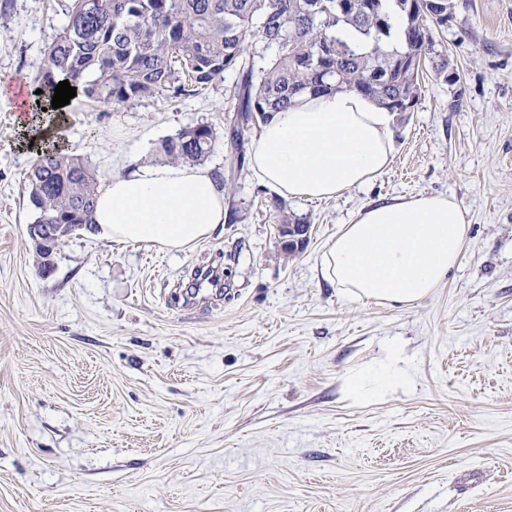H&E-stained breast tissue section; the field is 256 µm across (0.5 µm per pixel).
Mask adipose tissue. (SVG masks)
Masks as SVG:
<instances>
[{
  "instance_id": "1",
  "label": "adipose tissue",
  "mask_w": 512,
  "mask_h": 512,
  "mask_svg": "<svg viewBox=\"0 0 512 512\" xmlns=\"http://www.w3.org/2000/svg\"><path fill=\"white\" fill-rule=\"evenodd\" d=\"M395 115L354 91L298 97L263 125L251 153L254 177L277 195L325 200L363 186L391 165ZM92 220L114 242L195 247L224 221V188L208 168L148 165L115 174L99 190ZM469 226L456 199L417 194L363 207L329 242L320 279L352 301L406 305L427 297L458 261ZM397 344L349 393L369 399L409 388Z\"/></svg>"
}]
</instances>
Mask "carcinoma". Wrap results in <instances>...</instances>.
<instances>
[{
    "instance_id": "obj_1",
    "label": "carcinoma",
    "mask_w": 512,
    "mask_h": 512,
    "mask_svg": "<svg viewBox=\"0 0 512 512\" xmlns=\"http://www.w3.org/2000/svg\"><path fill=\"white\" fill-rule=\"evenodd\" d=\"M451 0H70L69 27L46 48L32 90L51 106L67 80L86 99L127 104L167 92L191 96L236 74L238 101L229 129L239 148L255 122L265 123L302 94L357 91L388 110L410 112L419 97L421 59L448 25ZM402 35L392 43L393 17ZM346 29L355 43L341 37ZM267 59L256 67L255 58ZM217 145L208 124L163 140L171 164L196 165ZM29 181L37 224L92 223L97 180L65 149L34 147Z\"/></svg>"
}]
</instances>
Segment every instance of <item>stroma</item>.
Returning a JSON list of instances; mask_svg holds the SVG:
<instances>
[{
	"label": "stroma",
	"instance_id": "1",
	"mask_svg": "<svg viewBox=\"0 0 512 512\" xmlns=\"http://www.w3.org/2000/svg\"><path fill=\"white\" fill-rule=\"evenodd\" d=\"M452 3L391 169L281 212L219 142L205 165L224 174V224L182 253L82 231L42 273L37 156L0 93V512H512V0ZM66 5L0 0V81L29 88ZM234 81L119 109L77 96L59 135L102 184L187 126L226 133ZM419 193L469 224L445 282L405 306L320 282L343 224ZM286 217L310 226L291 255ZM200 267L222 273L216 296ZM393 342L413 387L352 399Z\"/></svg>",
	"mask_w": 512,
	"mask_h": 512
}]
</instances>
